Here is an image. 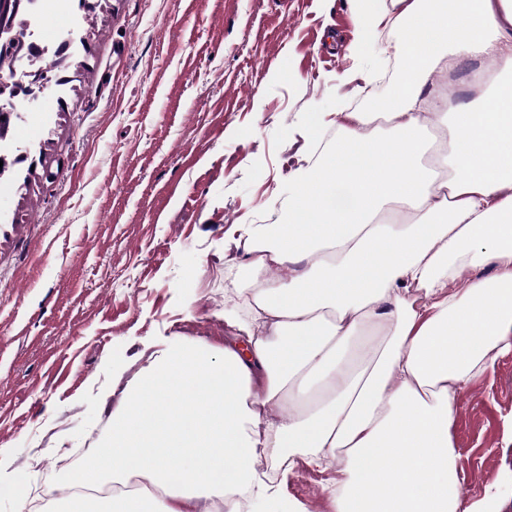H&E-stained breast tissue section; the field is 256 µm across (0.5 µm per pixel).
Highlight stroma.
Here are the masks:
<instances>
[{
  "mask_svg": "<svg viewBox=\"0 0 512 512\" xmlns=\"http://www.w3.org/2000/svg\"><path fill=\"white\" fill-rule=\"evenodd\" d=\"M76 0L33 16L35 39L87 41L71 91L13 100L30 175L0 177V448L30 499L56 512L65 478L112 434L127 382L177 341L223 347L224 248L288 198L310 112L374 110L394 64L357 54L352 0ZM459 492L512 512V352L459 395ZM278 499L335 512V469L261 455Z\"/></svg>",
  "mask_w": 512,
  "mask_h": 512,
  "instance_id": "35a3bbf8",
  "label": "stroma"
}]
</instances>
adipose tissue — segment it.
<instances>
[{
  "label": "adipose tissue",
  "mask_w": 512,
  "mask_h": 512,
  "mask_svg": "<svg viewBox=\"0 0 512 512\" xmlns=\"http://www.w3.org/2000/svg\"><path fill=\"white\" fill-rule=\"evenodd\" d=\"M353 7L390 24V102L337 113L321 155L324 116L309 115L285 216L235 242L251 275L243 344L179 342L142 369L65 512H219L261 486V451L293 448L316 468L335 458L336 512H471L453 407L512 350V0ZM463 54L504 79L452 105L427 82ZM361 335L382 348L338 362Z\"/></svg>",
  "instance_id": "adipose-tissue-1"
}]
</instances>
